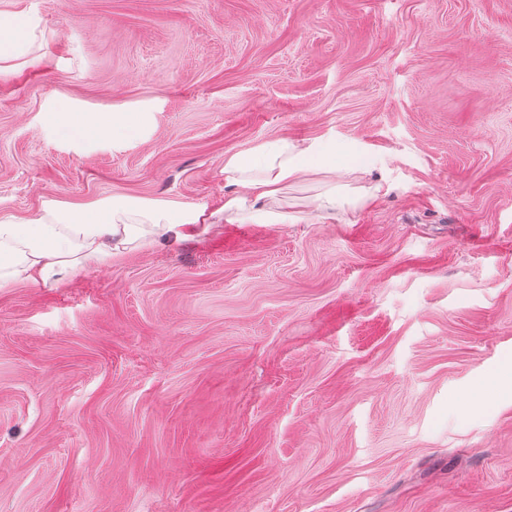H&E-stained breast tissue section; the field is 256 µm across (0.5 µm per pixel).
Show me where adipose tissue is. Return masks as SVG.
<instances>
[{"label":"adipose tissue","mask_w":512,"mask_h":512,"mask_svg":"<svg viewBox=\"0 0 512 512\" xmlns=\"http://www.w3.org/2000/svg\"><path fill=\"white\" fill-rule=\"evenodd\" d=\"M35 28L23 13L1 17L0 63L25 56ZM144 122L141 112H65L57 119L56 130L68 141L107 136L123 141L138 133ZM335 173V156L286 139L227 155L223 218L287 223L289 214L283 202L289 186ZM266 200L278 203V210L263 208ZM213 222L199 206L123 197L106 198L89 208L51 203L23 217L0 218V288L16 282L58 283L77 271L113 264L132 246L149 250L163 240L176 242L207 234Z\"/></svg>","instance_id":"1"}]
</instances>
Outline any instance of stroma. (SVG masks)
<instances>
[{
  "mask_svg": "<svg viewBox=\"0 0 512 512\" xmlns=\"http://www.w3.org/2000/svg\"><path fill=\"white\" fill-rule=\"evenodd\" d=\"M19 13L0 217L215 211L225 155L278 138L336 174L289 188L301 222L0 288V512H512V0ZM62 108L146 122L70 142Z\"/></svg>",
  "mask_w": 512,
  "mask_h": 512,
  "instance_id": "stroma-1",
  "label": "stroma"
}]
</instances>
